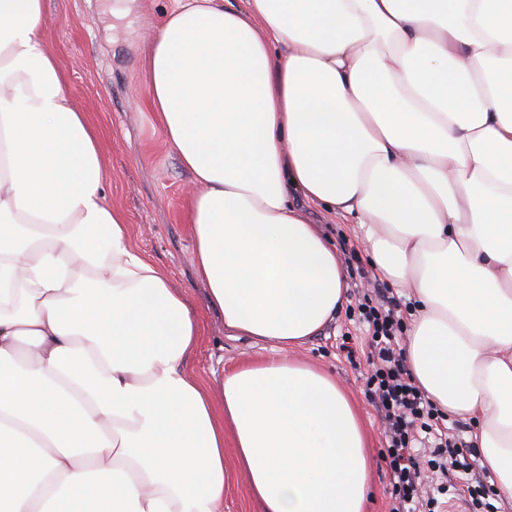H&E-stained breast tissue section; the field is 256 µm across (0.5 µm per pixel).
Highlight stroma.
Segmentation results:
<instances>
[{"label": "stroma", "mask_w": 512, "mask_h": 512, "mask_svg": "<svg viewBox=\"0 0 512 512\" xmlns=\"http://www.w3.org/2000/svg\"><path fill=\"white\" fill-rule=\"evenodd\" d=\"M172 0H44L45 37L65 77V91L100 133L108 204L130 224L135 249L181 288L201 324L202 336L186 362L187 371L219 389L225 369L271 357L270 349L224 334V318L210 308L205 285L194 272V236L185 218L191 175L168 144L154 112L146 105L142 57L149 28L158 26ZM313 219L334 245L356 252L346 260L349 277L367 287L374 269L363 230L354 218ZM356 295L319 336L298 349L302 359L335 376L352 396L370 436L374 455L384 450L379 417L368 401L364 355L348 360L344 337H365Z\"/></svg>", "instance_id": "35a3bbf8"}]
</instances>
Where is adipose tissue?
<instances>
[{"mask_svg":"<svg viewBox=\"0 0 512 512\" xmlns=\"http://www.w3.org/2000/svg\"><path fill=\"white\" fill-rule=\"evenodd\" d=\"M43 18L0 0V512H224L236 477L255 512H364L357 408L288 355L346 301L310 204L413 295L406 364L512 499V0H174L142 68L192 175L195 273L227 335L279 352L219 397Z\"/></svg>","mask_w":512,"mask_h":512,"instance_id":"1","label":"adipose tissue"}]
</instances>
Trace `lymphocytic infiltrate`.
<instances>
[{
    "instance_id": "1",
    "label": "lymphocytic infiltrate",
    "mask_w": 512,
    "mask_h": 512,
    "mask_svg": "<svg viewBox=\"0 0 512 512\" xmlns=\"http://www.w3.org/2000/svg\"><path fill=\"white\" fill-rule=\"evenodd\" d=\"M358 309L368 325L367 358L373 371L366 379V392L383 425V460L391 485L389 512H434L439 505L424 492L423 463L416 446L426 436L433 439L432 469L446 479L464 474L457 494L467 498L472 512H488L490 504L475 464L463 460V448L454 435L438 431L441 414L406 365L402 324L394 304L366 295Z\"/></svg>"
}]
</instances>
